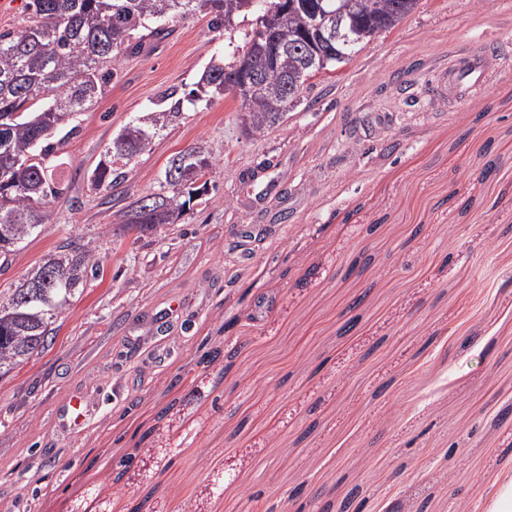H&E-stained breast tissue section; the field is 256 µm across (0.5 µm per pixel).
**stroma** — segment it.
Masks as SVG:
<instances>
[{
    "mask_svg": "<svg viewBox=\"0 0 512 512\" xmlns=\"http://www.w3.org/2000/svg\"><path fill=\"white\" fill-rule=\"evenodd\" d=\"M251 27L169 20L60 148L64 190L0 299L68 245L99 266L0 377V512H252L258 491L275 512H474L512 470V62L470 97L431 89L459 52L512 43V0H420L261 136L233 96L184 104L94 189L119 131ZM193 146L213 166L190 211L122 223ZM77 393L95 409L62 428Z\"/></svg>",
    "mask_w": 512,
    "mask_h": 512,
    "instance_id": "obj_1",
    "label": "stroma"
}]
</instances>
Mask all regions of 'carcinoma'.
I'll use <instances>...</instances> for the list:
<instances>
[{
    "label": "carcinoma",
    "instance_id": "cac0c4a2",
    "mask_svg": "<svg viewBox=\"0 0 512 512\" xmlns=\"http://www.w3.org/2000/svg\"><path fill=\"white\" fill-rule=\"evenodd\" d=\"M319 0H29V25L19 32L0 33V224L20 225L21 241L38 236L25 224H48L51 203L62 188L52 155L73 135V116L97 103L114 71V52L137 49L147 37L167 33L166 22L198 12L211 15L219 32L240 14H252L253 28L228 64L213 62L204 69L196 88L186 95L193 105L208 104L226 94L240 100L245 133L261 135L284 122L314 73L349 62L357 48L379 32L391 29L410 15L418 0H353L359 17L360 42L341 49L302 42L281 54L277 66L265 69L262 49L274 36L300 32ZM261 77L237 92L232 82L244 66ZM172 91L170 106L131 120L113 139L105 159L92 172L91 184L108 190L125 180L132 160L151 150L154 138L181 114L183 101ZM211 161L192 148L172 156L158 190L130 203L122 223L149 229L173 224L199 192L196 181ZM184 188H178V181ZM58 258L71 267L70 278L53 292L56 314L84 287L87 271L97 268L93 249L84 245ZM50 322L0 312V363L15 369L45 350L38 337L49 336Z\"/></svg>",
    "mask_w": 512,
    "mask_h": 512
}]
</instances>
